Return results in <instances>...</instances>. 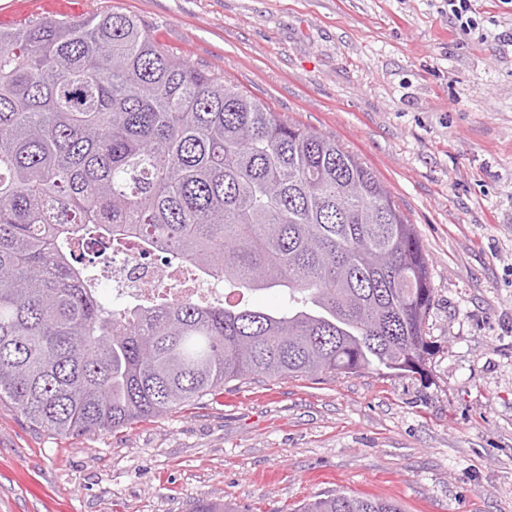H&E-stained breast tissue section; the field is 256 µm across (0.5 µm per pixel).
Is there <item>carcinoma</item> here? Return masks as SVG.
<instances>
[{"label":"carcinoma","mask_w":512,"mask_h":512,"mask_svg":"<svg viewBox=\"0 0 512 512\" xmlns=\"http://www.w3.org/2000/svg\"><path fill=\"white\" fill-rule=\"evenodd\" d=\"M240 302L99 300L126 240ZM413 225L336 138L175 58L134 14L0 25V401L57 435L116 431L232 381L423 373ZM296 512H401L345 491Z\"/></svg>","instance_id":"obj_1"}]
</instances>
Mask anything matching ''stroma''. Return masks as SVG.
Instances as JSON below:
<instances>
[{
    "mask_svg": "<svg viewBox=\"0 0 512 512\" xmlns=\"http://www.w3.org/2000/svg\"><path fill=\"white\" fill-rule=\"evenodd\" d=\"M114 8L391 191L430 265L423 374L225 384L115 432L0 402V512H293L339 489L402 512H512V0H0V18ZM471 0H448V18L454 21L456 30L463 35H470L478 27L477 21L469 16Z\"/></svg>",
    "mask_w": 512,
    "mask_h": 512,
    "instance_id": "1",
    "label": "stroma"
}]
</instances>
